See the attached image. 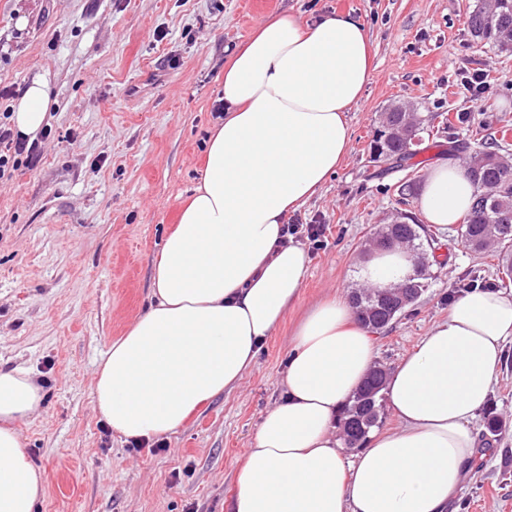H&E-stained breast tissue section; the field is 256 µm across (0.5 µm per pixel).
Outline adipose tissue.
Here are the masks:
<instances>
[{
    "instance_id": "ef3b65f1",
    "label": "adipose tissue",
    "mask_w": 512,
    "mask_h": 512,
    "mask_svg": "<svg viewBox=\"0 0 512 512\" xmlns=\"http://www.w3.org/2000/svg\"><path fill=\"white\" fill-rule=\"evenodd\" d=\"M375 56L362 21L332 12L313 22L283 13L262 22L224 65V118L206 143L199 184L153 264L152 302L113 341L93 384L110 429L128 440L175 432L201 404L233 389L288 307L310 263L282 243L290 212L337 172L348 114L371 81ZM45 83L27 86L15 130L35 139L47 118ZM475 186L442 160L415 204L427 223H460ZM408 250H374L357 266L366 287L411 279ZM512 337V295L456 292L448 316L391 373L394 429L342 453L340 415L376 356L348 300L315 306L296 330L282 396L264 416L237 475L231 512H447L478 453L474 423ZM44 389L30 370L0 368V512H35L46 479L19 422Z\"/></svg>"
}]
</instances>
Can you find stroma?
Here are the masks:
<instances>
[{
    "label": "stroma",
    "mask_w": 512,
    "mask_h": 512,
    "mask_svg": "<svg viewBox=\"0 0 512 512\" xmlns=\"http://www.w3.org/2000/svg\"><path fill=\"white\" fill-rule=\"evenodd\" d=\"M477 0H0V113L33 79L48 87V138L36 166L0 179V366L32 369L42 410L18 426L46 491L36 512H229L243 456L279 401L281 373L306 313L361 288L357 262L376 231L415 197L449 149L443 118L471 116L483 138L512 130V53L483 46L467 19ZM359 17L376 69L348 114L350 147L335 175L289 222L320 224L301 296L232 390L199 407L168 449L131 451L103 435L93 381L110 342L151 302L153 262L197 186L216 123L224 63L265 19ZM492 88L474 107L461 73ZM408 102L433 130L398 167L372 161L382 112ZM427 287L374 333L376 360L395 368L448 316V296L476 275L499 282L500 246L476 252L457 224H428ZM488 399L502 423L475 420L483 456L464 474L457 512H512V339Z\"/></svg>",
    "instance_id": "obj_1"
}]
</instances>
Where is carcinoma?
Here are the masks:
<instances>
[{"label":"carcinoma","instance_id":"1","mask_svg":"<svg viewBox=\"0 0 512 512\" xmlns=\"http://www.w3.org/2000/svg\"><path fill=\"white\" fill-rule=\"evenodd\" d=\"M472 37L480 42L502 47L499 34L506 31L512 34V0H497L495 13L487 15L484 0H479L469 13L467 20ZM370 154L376 160L400 163L415 156L408 151L406 144L398 138H374L369 144ZM498 160L482 165L467 157L465 166L472 177L477 193L472 211L462 224L464 243L477 251L489 246L512 242V223H502L501 216L512 215V154L501 152L496 147ZM421 225L410 216L398 223L391 221L376 232V239L383 248L396 244L405 245L419 254H424L420 235ZM393 298L388 292L364 288L352 296L358 318L374 331L391 324L398 315L391 314ZM389 370L378 364L367 375L362 387L345 406L341 414L342 438L344 445L365 442L370 430L379 423L383 391Z\"/></svg>","mask_w":512,"mask_h":512}]
</instances>
